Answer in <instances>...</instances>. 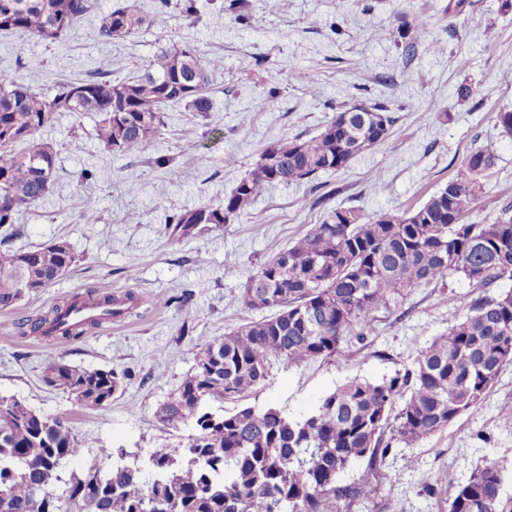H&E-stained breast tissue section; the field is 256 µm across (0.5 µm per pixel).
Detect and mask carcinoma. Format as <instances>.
I'll return each mask as SVG.
<instances>
[{
  "label": "carcinoma",
  "instance_id": "1",
  "mask_svg": "<svg viewBox=\"0 0 512 512\" xmlns=\"http://www.w3.org/2000/svg\"><path fill=\"white\" fill-rule=\"evenodd\" d=\"M168 0L147 18L132 0H118L100 19L105 41L166 23ZM95 0H0V31L37 40L69 38ZM400 46L407 59L418 48L442 53L424 25L402 20ZM218 59H205L182 41L155 54L132 79L101 76L62 79L50 94L20 78L0 82V228L10 235L19 216L53 189L57 153L38 133L62 112L99 115L96 137L123 154L156 137L164 112L183 103L208 112L207 96ZM193 81L185 87L184 82ZM395 118L382 103L368 112L341 113L309 138L282 140L264 149L253 170L223 199L166 217L172 234L187 238L232 224L269 189L311 181L345 167L389 139ZM496 163L489 148L471 151L457 174L420 207L400 215L364 217L354 207L326 210L287 248L249 277L242 300L270 314L207 344L192 371L156 412L173 430L191 428L176 445L155 449L154 473L137 463L71 473L58 494L61 469L82 442L67 421L0 395V512H365L380 491L381 468L395 440L406 448L477 410L499 373L512 362V289L478 295L448 333L427 346L412 368L380 383L353 379L325 396L309 414L294 418L272 404L242 405L217 413L211 404L239 401L268 380L277 364L302 365L343 352L348 336L361 339L376 315L415 288L447 287L459 276L476 289L512 281V205L485 224H467ZM75 262L65 241L28 251L0 250V309L24 293L47 287ZM28 288H22V278ZM95 304L129 312L127 298L90 291ZM71 296L19 328L51 336L76 306ZM45 385L66 393L83 410L108 407L122 381L113 370L87 369L49 358ZM390 440H385V436ZM359 479L344 482L355 463ZM448 512H512L503 466L488 461L448 494Z\"/></svg>",
  "mask_w": 512,
  "mask_h": 512
}]
</instances>
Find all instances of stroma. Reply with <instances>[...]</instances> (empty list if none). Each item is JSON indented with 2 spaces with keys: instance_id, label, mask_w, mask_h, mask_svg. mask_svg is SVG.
Returning a JSON list of instances; mask_svg holds the SVG:
<instances>
[{
  "instance_id": "obj_1",
  "label": "stroma",
  "mask_w": 512,
  "mask_h": 512,
  "mask_svg": "<svg viewBox=\"0 0 512 512\" xmlns=\"http://www.w3.org/2000/svg\"><path fill=\"white\" fill-rule=\"evenodd\" d=\"M111 3L96 0V12L60 43L0 32V80L20 77L46 93L62 77L95 70L132 78L159 47L186 39L205 56L222 58L223 67L212 76L210 112L169 106L161 134L128 154H112L97 140L92 112L62 114L40 133L58 154L55 185L20 217L9 246L33 250L62 239L76 260L49 287L0 310V394L68 420L83 444L81 458L66 466L70 472L94 463L112 466L117 449L144 465L153 448L176 444L180 433L156 420L157 408L191 372L201 348L259 319V311L242 303L259 264L322 221L325 209L314 205L309 185L293 183L267 192L235 223L196 238L170 236L167 215L223 198L267 147L318 134L335 109L382 103L395 118L389 141L317 177L331 206L354 207L368 217L418 207L456 174L469 151L481 147L494 150L496 165L471 221L512 205V136L497 121L498 113L512 112V0H471L454 37L446 31L448 0H281L275 9L269 0H235L231 9L221 0H195L196 13L171 6L164 27L107 43L98 28ZM403 16L447 40L446 51L422 49L405 62L395 44ZM299 72L310 83L297 81ZM389 75L394 84H385ZM464 83L478 87L479 95L461 99L457 89ZM160 156L169 157L167 167L156 166ZM86 169L93 179H82ZM447 288L455 306L443 302L442 289H415L379 313L364 339H350L342 355L274 367L246 404L273 403L300 415L352 379L377 383L412 366L478 295L460 277L450 278ZM93 289L132 296L131 312L76 341L19 333V319ZM185 292L197 312L190 321L173 303ZM51 355L114 370L124 375V389L107 408L81 411L42 382ZM507 406L512 363L477 412L412 448L393 444L368 512H446L450 486L488 460L512 476ZM407 455L415 466H405Z\"/></svg>"
}]
</instances>
